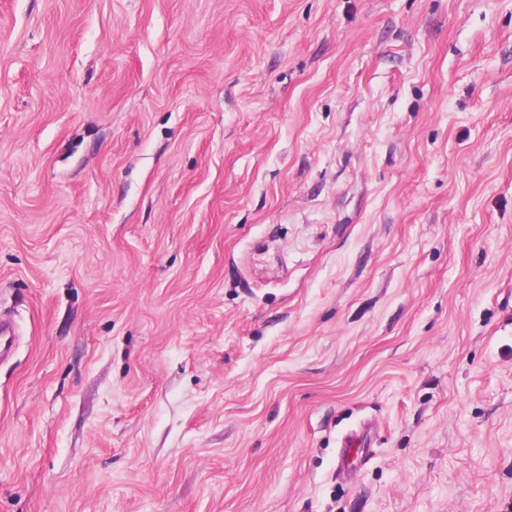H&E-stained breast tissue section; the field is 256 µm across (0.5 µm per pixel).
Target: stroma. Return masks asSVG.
I'll list each match as a JSON object with an SVG mask.
<instances>
[{
    "instance_id": "obj_1",
    "label": "stroma",
    "mask_w": 512,
    "mask_h": 512,
    "mask_svg": "<svg viewBox=\"0 0 512 512\" xmlns=\"http://www.w3.org/2000/svg\"><path fill=\"white\" fill-rule=\"evenodd\" d=\"M0 312V512H512V0H0Z\"/></svg>"
}]
</instances>
